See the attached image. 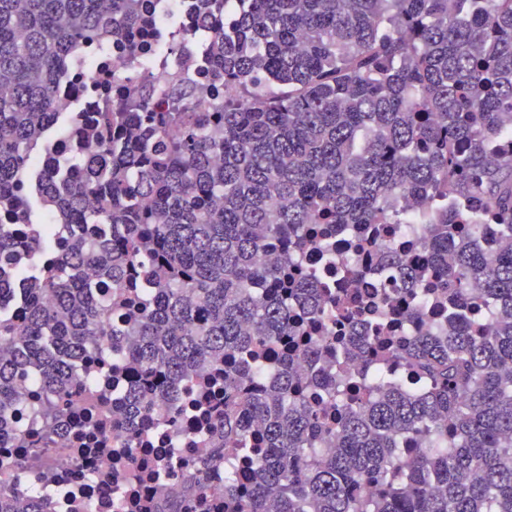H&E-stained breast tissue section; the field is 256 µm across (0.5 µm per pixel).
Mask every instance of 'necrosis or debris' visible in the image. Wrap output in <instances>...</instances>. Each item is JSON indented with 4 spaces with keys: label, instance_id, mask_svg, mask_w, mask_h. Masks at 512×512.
Listing matches in <instances>:
<instances>
[{
    "label": "necrosis or debris",
    "instance_id": "necrosis-or-debris-1",
    "mask_svg": "<svg viewBox=\"0 0 512 512\" xmlns=\"http://www.w3.org/2000/svg\"><path fill=\"white\" fill-rule=\"evenodd\" d=\"M153 28L137 54L115 43L82 42L56 84L65 111L87 122L143 84L161 89L176 78L199 83L191 104L196 112L215 111L224 101L223 80L209 81L205 44L211 31L200 22V0H143ZM195 416L183 411L178 427L162 424L137 448L109 442L111 416L92 424H77L55 433L51 420L23 409L12 414L16 429H33L47 438L43 448L14 444L0 448V466L11 474L0 482V496L10 498L37 488L50 512H112L114 494H122L124 512H144L159 498L174 499L179 512H213L215 505L191 492L195 464L210 448L194 434ZM170 466L165 482H157L159 463Z\"/></svg>",
    "mask_w": 512,
    "mask_h": 512
}]
</instances>
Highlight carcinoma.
<instances>
[{
  "label": "carcinoma",
  "mask_w": 512,
  "mask_h": 512,
  "mask_svg": "<svg viewBox=\"0 0 512 512\" xmlns=\"http://www.w3.org/2000/svg\"><path fill=\"white\" fill-rule=\"evenodd\" d=\"M202 2L239 93L176 112L144 85L80 129L69 172L22 185L64 119L60 65L113 19H148L141 0H0V210L36 242L18 287L0 283V447L22 370L58 425L99 418L108 391L72 390L68 360L107 348L136 379L112 434L161 411L175 425L197 395L214 452L193 487L224 512H512V148L492 152L512 141V0H245L222 19ZM58 209L72 223L54 238ZM409 221L415 245L374 240ZM341 224L364 225L355 249L386 273L370 302L359 267L335 283L300 261ZM474 224L495 227L493 257ZM428 303L463 313L395 335ZM229 454L250 478L218 488Z\"/></svg>",
  "instance_id": "carcinoma-1"
}]
</instances>
